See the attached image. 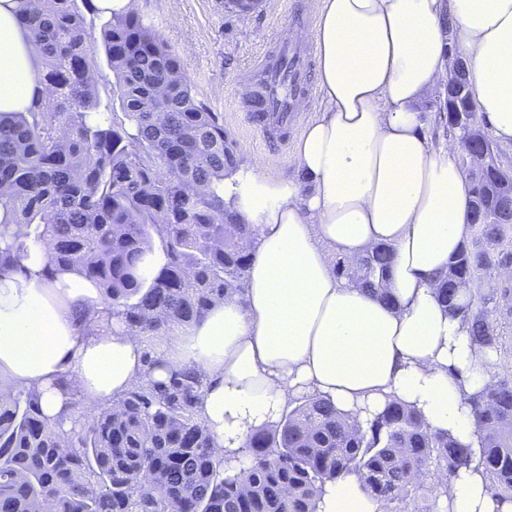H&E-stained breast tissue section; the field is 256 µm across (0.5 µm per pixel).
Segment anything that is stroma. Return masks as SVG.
Masks as SVG:
<instances>
[{"label": "stroma", "mask_w": 512, "mask_h": 512, "mask_svg": "<svg viewBox=\"0 0 512 512\" xmlns=\"http://www.w3.org/2000/svg\"><path fill=\"white\" fill-rule=\"evenodd\" d=\"M132 9L150 21L158 37L179 55L199 99L224 124L237 157L251 160L273 157L265 168L270 177L287 176L295 170L294 143L319 101L318 89H310L298 112L288 122L286 135L265 136L263 124L251 122L250 96L256 90L260 58L275 60L279 43L289 27L302 31L297 48L312 52L319 0H262L255 11L231 13L226 0H131ZM512 281L491 278L489 319L504 335V354L492 356L487 372L497 380L512 379Z\"/></svg>", "instance_id": "stroma-1"}]
</instances>
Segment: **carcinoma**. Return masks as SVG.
<instances>
[{"instance_id":"cac0c4a2","label":"carcinoma","mask_w":512,"mask_h":512,"mask_svg":"<svg viewBox=\"0 0 512 512\" xmlns=\"http://www.w3.org/2000/svg\"><path fill=\"white\" fill-rule=\"evenodd\" d=\"M84 8L92 0H25L21 21L42 55L47 92L27 112L0 113V277L20 269L29 245L12 226L24 224L44 248L46 278L74 271L99 287L104 307L83 317L164 336L243 287L256 229L224 202L237 158L177 52L136 12L110 17L100 36L117 100H104ZM464 172L469 236L436 277L437 293L470 321L473 342L498 354L503 336L483 288L512 258V199L492 175ZM156 248L166 262L153 271ZM391 261L392 250L376 246L333 268L388 302ZM450 279L470 283L468 303L448 292ZM202 395L197 373L177 372L67 430L21 391L0 399V512H318L326 483L351 475L382 512H446L430 473L450 476L476 456L494 494L512 499V380L466 400L476 453L398 399L362 425L303 395L246 434L241 458L221 463L197 415Z\"/></svg>"}]
</instances>
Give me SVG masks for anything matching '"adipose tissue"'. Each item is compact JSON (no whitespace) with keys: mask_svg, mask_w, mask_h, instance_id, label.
Segmentation results:
<instances>
[{"mask_svg":"<svg viewBox=\"0 0 512 512\" xmlns=\"http://www.w3.org/2000/svg\"><path fill=\"white\" fill-rule=\"evenodd\" d=\"M17 6L0 0V112L28 111L42 91ZM454 50L469 59L468 89L494 137L512 144V0H321L320 98L295 143V175H263L252 160L224 180L238 220L257 229L241 291L163 337L149 368L122 324L82 322L103 305L97 286L73 273L46 281L44 251L30 246L21 272L0 278V398L30 395L55 426L75 416V396L114 408L144 381L193 370L220 460L305 394L363 420L393 396L475 445L465 399L490 384L489 353L434 285L469 233L470 194L457 142L434 144L425 131ZM381 244L393 251L387 303L331 262ZM447 497L451 512H512L474 464L448 477ZM319 512L381 509L348 476L326 485Z\"/></svg>","mask_w":512,"mask_h":512,"instance_id":"obj_1","label":"adipose tissue"}]
</instances>
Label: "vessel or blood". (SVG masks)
Segmentation results:
<instances>
[{
  "mask_svg": "<svg viewBox=\"0 0 512 512\" xmlns=\"http://www.w3.org/2000/svg\"><path fill=\"white\" fill-rule=\"evenodd\" d=\"M280 55L287 61V69L281 70L271 65H264L265 76L259 90L263 98V109L277 114L280 120H287L290 112L297 109L296 88L306 84V72L300 54L289 44H281Z\"/></svg>",
  "mask_w": 512,
  "mask_h": 512,
  "instance_id": "vessel-or-blood-1",
  "label": "vessel or blood"
}]
</instances>
